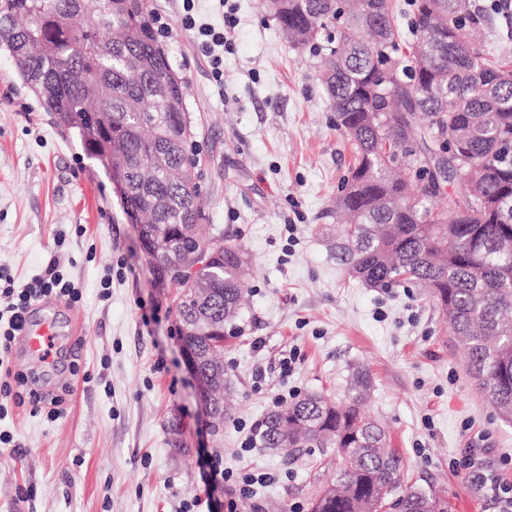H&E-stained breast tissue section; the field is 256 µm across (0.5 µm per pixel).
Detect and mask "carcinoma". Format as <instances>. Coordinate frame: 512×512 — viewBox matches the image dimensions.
Returning a JSON list of instances; mask_svg holds the SVG:
<instances>
[{
    "label": "carcinoma",
    "instance_id": "cac0c4a2",
    "mask_svg": "<svg viewBox=\"0 0 512 512\" xmlns=\"http://www.w3.org/2000/svg\"><path fill=\"white\" fill-rule=\"evenodd\" d=\"M295 48L325 56L322 83L353 150L328 216L345 223L336 261L373 288L431 289L460 340L479 392L512 422V61H494L472 32L469 0H409L408 42L391 0H265ZM55 123L87 152L121 166L126 214L142 219L176 316L197 324L182 350L202 358L207 414L224 423L231 382L224 326L238 315L252 271L245 249L212 225L203 236L199 159L185 81L152 24V0H0V51ZM457 184L448 207L437 198ZM358 371L345 400L319 393L258 420L254 445L336 448L331 484L309 512H451L429 490L402 488L401 459L367 414Z\"/></svg>",
    "mask_w": 512,
    "mask_h": 512
}]
</instances>
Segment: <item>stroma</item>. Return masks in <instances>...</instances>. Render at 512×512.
<instances>
[{"instance_id": "1", "label": "stroma", "mask_w": 512, "mask_h": 512, "mask_svg": "<svg viewBox=\"0 0 512 512\" xmlns=\"http://www.w3.org/2000/svg\"><path fill=\"white\" fill-rule=\"evenodd\" d=\"M490 56H512V0H475ZM161 41L188 86L207 223L256 271L224 348L231 412L212 436L182 354L175 291L159 281L103 163L58 128L0 51V267L23 287L58 260L82 293L33 304L64 334L58 364L35 366L23 341L13 371L60 395L55 421L5 398L0 512H226L200 472L210 453L264 475L237 512H308L327 479L321 449H245L279 397L341 400L367 374L368 410L402 456L406 486H433L452 512H501L482 475L512 485V424L471 381L464 350L424 289L371 288L330 257L324 214L353 157L320 80L322 60L285 39L264 0H235L234 45L216 84L181 27L180 0H152ZM111 277L109 297L101 281ZM295 350L288 375L275 364ZM179 421L185 453L169 444Z\"/></svg>"}]
</instances>
